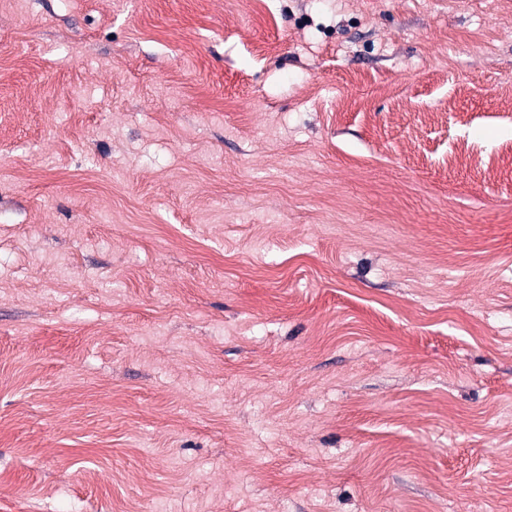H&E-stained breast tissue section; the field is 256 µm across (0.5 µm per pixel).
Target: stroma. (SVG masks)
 <instances>
[{
	"label": "stroma",
	"instance_id": "1",
	"mask_svg": "<svg viewBox=\"0 0 512 512\" xmlns=\"http://www.w3.org/2000/svg\"><path fill=\"white\" fill-rule=\"evenodd\" d=\"M0 512H512V7L0 0Z\"/></svg>",
	"mask_w": 512,
	"mask_h": 512
}]
</instances>
